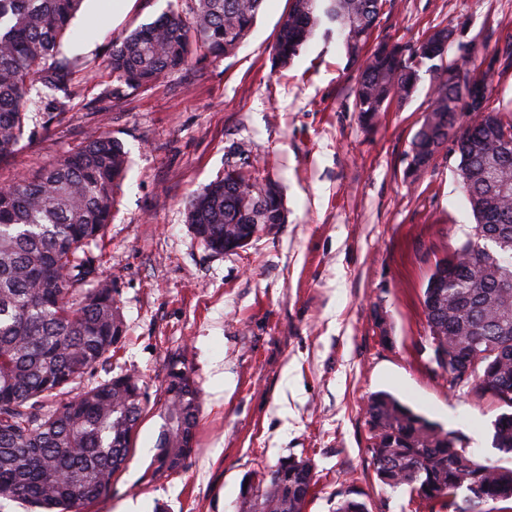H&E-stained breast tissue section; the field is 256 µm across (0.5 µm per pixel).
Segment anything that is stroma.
I'll list each match as a JSON object with an SVG mask.
<instances>
[{"label":"stroma","instance_id":"stroma-1","mask_svg":"<svg viewBox=\"0 0 512 512\" xmlns=\"http://www.w3.org/2000/svg\"><path fill=\"white\" fill-rule=\"evenodd\" d=\"M190 0H85L58 57L73 95L30 109L24 139L0 163V182L37 177L93 133L123 142L129 166L93 252L118 292L125 337L92 381L134 371L158 397L171 358L200 392L194 449L184 468L148 471L163 420L151 409L111 491L89 512H235L254 468L311 460L308 512H334L361 491L369 512H411L409 495L380 485L364 407L390 392L494 458L495 402L453 391L431 364L421 296L438 259L474 223L440 152L407 174L426 93L364 126L355 68L336 37L316 36L285 68L271 45L289 0H266L236 56L210 58L153 87H118L102 58L119 36ZM465 26L488 55L507 51L512 0H387L377 38L415 45ZM248 151L282 188L287 220L234 252L206 250L184 203Z\"/></svg>","mask_w":512,"mask_h":512}]
</instances>
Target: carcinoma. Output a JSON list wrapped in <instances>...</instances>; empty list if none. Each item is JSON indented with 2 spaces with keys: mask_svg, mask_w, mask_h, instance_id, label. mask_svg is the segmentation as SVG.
Masks as SVG:
<instances>
[{
  "mask_svg": "<svg viewBox=\"0 0 512 512\" xmlns=\"http://www.w3.org/2000/svg\"><path fill=\"white\" fill-rule=\"evenodd\" d=\"M84 0H0V162L25 135L32 90L67 98V66L57 60L61 39ZM264 0H193L120 37L106 63L119 84L155 86L192 59L237 54ZM383 0H291L271 46L276 66L296 58L318 30L342 39L356 68L355 107L362 120L419 93L431 73L432 126L419 124L409 152L430 166L444 149L458 159L462 190L475 218L453 254L457 269L443 287L437 262L421 304L431 361L449 388L495 399L494 461L480 460L460 436L379 392L365 405L369 452L379 482L409 492L418 507L484 512L496 502L512 512V145L496 150V135L512 129V105L489 112L466 108L467 90L450 82L435 59L433 31L414 46L382 40L369 47ZM128 167L119 140L94 135L59 156L35 179L0 184V501L19 500L35 512H82L105 496L132 453L142 416L154 405L164 426L152 475L178 472L193 450L200 395L184 364L170 360L155 402L134 372H125L62 398L83 382L124 339L112 278L91 250L112 217L115 190ZM233 169L192 195L187 224L205 249H241L267 224H283L280 185L261 179L244 150L229 154ZM92 288H85L86 284ZM239 512H307L314 466L288 456L247 474ZM334 512H368L349 488Z\"/></svg>",
  "mask_w": 512,
  "mask_h": 512,
  "instance_id": "carcinoma-1",
  "label": "carcinoma"
}]
</instances>
